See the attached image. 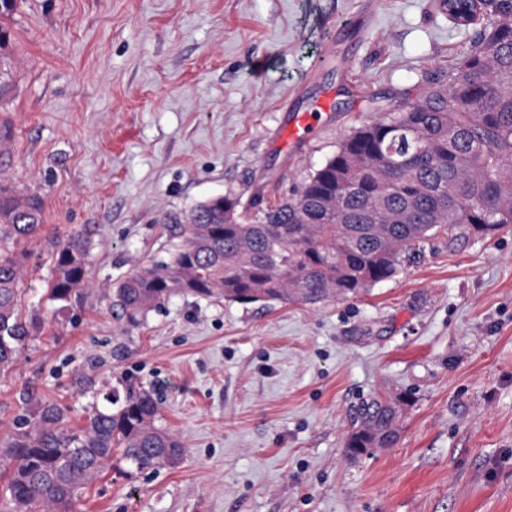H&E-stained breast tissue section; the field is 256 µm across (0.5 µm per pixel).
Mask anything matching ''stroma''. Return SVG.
<instances>
[{
  "instance_id": "stroma-1",
  "label": "stroma",
  "mask_w": 512,
  "mask_h": 512,
  "mask_svg": "<svg viewBox=\"0 0 512 512\" xmlns=\"http://www.w3.org/2000/svg\"><path fill=\"white\" fill-rule=\"evenodd\" d=\"M368 30L349 81L308 95L331 118L302 153L283 106L332 19ZM0 97V172L44 202L22 312L32 338L0 376V442L29 393L80 409L120 379L157 388L178 464L113 461L78 512H512V226L437 238L347 300L240 304L173 297L123 331L111 294L163 254L173 216L212 196H296L351 127L442 80L472 30L437 0H18ZM90 243L89 288L47 299L52 253ZM409 393L400 438L358 458L360 402Z\"/></svg>"
}]
</instances>
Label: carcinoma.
Returning a JSON list of instances; mask_svg holds the SVG:
<instances>
[{
  "mask_svg": "<svg viewBox=\"0 0 512 512\" xmlns=\"http://www.w3.org/2000/svg\"><path fill=\"white\" fill-rule=\"evenodd\" d=\"M468 28L485 21L446 81L354 128L294 198L257 192L193 205L180 240L112 289V315L139 327L176 295L238 303L317 304L347 299L394 278L403 258L445 233L492 237L512 224V0H447ZM43 219L40 195L0 181V375L21 355L30 325L20 312L27 245ZM88 241L73 234L57 250L48 299L67 308L87 286ZM109 406L72 409L30 396L11 441L0 447V512H74L115 454L142 471L185 453L160 424L155 392L129 384ZM373 395L357 410L345 447L391 448L400 404Z\"/></svg>",
  "mask_w": 512,
  "mask_h": 512,
  "instance_id": "cac0c4a2",
  "label": "carcinoma"
}]
</instances>
